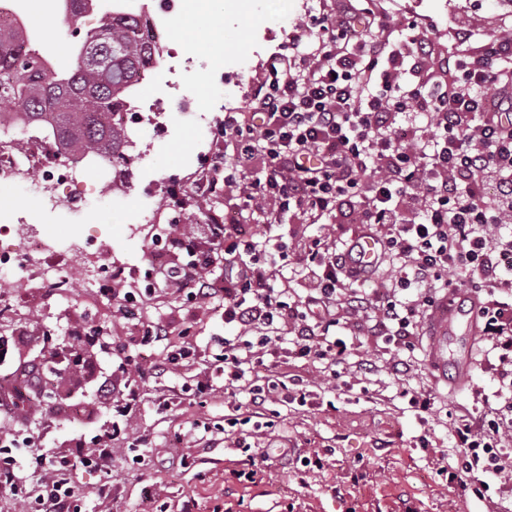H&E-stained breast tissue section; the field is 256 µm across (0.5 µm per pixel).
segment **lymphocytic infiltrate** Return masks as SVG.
<instances>
[{
    "mask_svg": "<svg viewBox=\"0 0 512 512\" xmlns=\"http://www.w3.org/2000/svg\"><path fill=\"white\" fill-rule=\"evenodd\" d=\"M322 30L323 54L304 58L305 76L294 75L286 59H274L254 98L225 112L216 136L237 141L236 161L216 158L189 194L215 196L260 163L250 201L268 204L276 215L296 211L314 222L348 206L378 245L376 265L360 267L351 238L336 250L323 236L298 242L294 257L310 274V295L301 308L269 285L287 257L283 248L241 239L237 225L225 223L223 210L209 208L203 224L190 232L169 225L171 248L190 260L167 267L164 287L223 307L225 323L262 332L259 351L246 359L238 340L212 338L196 392L212 393L216 375L228 389L244 381V361L262 364L264 347L281 327L294 329L297 355L336 366L345 362L347 345L325 334L339 312L364 315L368 335L392 334L410 350L437 298L482 295L481 341L499 377L501 405L494 419L480 424L454 420L460 459L449 478L463 494L485 498V476L505 470L503 441L512 435V302L495 296L512 288V234L499 232L500 225L512 223V95L491 92L512 75V37H495L480 53L457 55L454 82L443 86L404 80L411 42L361 38L351 22L337 19ZM219 264L228 282L224 288L212 279ZM387 264L393 274L383 283L384 294L361 295L359 283ZM407 288L420 289L416 305L398 299ZM50 353V360L0 373V407L15 413L41 406L48 383L92 369L87 355L57 344ZM111 460V448L102 444L74 455L51 449L36 456L37 479L31 483L9 455L0 459V492L35 502L38 512H79L73 472L105 468Z\"/></svg>",
    "mask_w": 512,
    "mask_h": 512,
    "instance_id": "1",
    "label": "lymphocytic infiltrate"
}]
</instances>
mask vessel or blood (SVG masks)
Segmentation results:
<instances>
[{
    "label": "vessel or blood",
    "instance_id": "vessel-or-blood-1",
    "mask_svg": "<svg viewBox=\"0 0 512 512\" xmlns=\"http://www.w3.org/2000/svg\"><path fill=\"white\" fill-rule=\"evenodd\" d=\"M478 299H471L469 308H461L453 296L440 298L427 322L428 359L440 378L448 376V338L458 328H465L468 335L478 332Z\"/></svg>",
    "mask_w": 512,
    "mask_h": 512
}]
</instances>
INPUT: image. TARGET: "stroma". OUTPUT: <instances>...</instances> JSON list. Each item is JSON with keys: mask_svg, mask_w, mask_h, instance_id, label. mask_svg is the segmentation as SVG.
I'll use <instances>...</instances> for the list:
<instances>
[{"mask_svg": "<svg viewBox=\"0 0 512 512\" xmlns=\"http://www.w3.org/2000/svg\"><path fill=\"white\" fill-rule=\"evenodd\" d=\"M343 11L356 17L369 12L372 33L392 42L406 39L402 25L414 21L427 44L424 55L414 59V80H444L455 54L478 52L494 35L512 32V5L506 0H224L223 13L202 25L195 42L174 41L179 52L194 58L191 72H171L165 58L154 81L134 86L133 96L149 99L165 97L169 83H178L192 108L144 113L129 133L133 145L127 153L134 161L128 172L108 183L99 179L95 161H87L77 206L53 211L39 204L37 170L0 187V218L48 227L63 240L94 233L100 238L97 258L119 272L111 282V298H101L85 278L86 256H72L66 292H50L40 308L0 322V336L21 331L28 338L27 345L9 352L11 368L42 357L45 335L78 344L84 319L92 318L116 345L93 348L94 377L66 378L62 392L88 400L105 381L139 392L128 433H113L116 413H76L63 400L51 413L37 409L12 420L0 418L1 441L29 436L53 448H87L97 437L113 447L108 470H81L73 478L84 512L107 507L112 512H180L186 503L192 512H512L510 471L489 475L486 500L462 497L448 482L459 458L453 420L481 421L498 404L497 375L486 369L480 346L469 344L464 332L449 337L448 356L468 355L470 378L451 386L436 382L422 335L414 336L413 351H400L388 337L359 334L356 319H341L328 336L345 340L349 356L333 368L317 358L295 357L293 335L284 333L264 363L279 375L308 380L312 395L303 406L269 404L263 428L249 420L244 390H237L230 408L223 381H215L214 394L201 401L182 390L188 371L159 377L124 363L142 350L137 331L113 308L115 297L129 291L140 294L146 319L169 324L171 342H178L188 320L201 351L215 336L254 340V332L225 324L221 310H182L183 295L176 289L145 294L144 274L156 252L154 227L201 223L196 207L179 209L172 193L190 188L215 155L233 161L234 140H213L225 110L254 97L272 58L294 61L315 52L321 22ZM32 18L56 46L57 75H66L75 65L80 37L62 15L37 11ZM300 27L306 34L298 43L294 33ZM217 34L223 44L214 43ZM250 184L243 178L209 203L221 208L237 202V218L248 230L291 246L305 234L326 233L336 240L359 231L346 221L329 233L317 225L305 228L290 213L275 222L264 220L243 205ZM412 390L432 392L434 410L415 411L408 398ZM163 399L174 403L173 412L159 411ZM105 488L112 495L107 504L100 497Z\"/></svg>", "mask_w": 512, "mask_h": 512, "instance_id": "stroma-1", "label": "stroma"}]
</instances>
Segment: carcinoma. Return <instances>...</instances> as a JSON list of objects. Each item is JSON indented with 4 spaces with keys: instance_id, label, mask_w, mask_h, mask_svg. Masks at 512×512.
Listing matches in <instances>:
<instances>
[{
    "instance_id": "1",
    "label": "carcinoma",
    "mask_w": 512,
    "mask_h": 512,
    "mask_svg": "<svg viewBox=\"0 0 512 512\" xmlns=\"http://www.w3.org/2000/svg\"><path fill=\"white\" fill-rule=\"evenodd\" d=\"M13 37L0 27V104L18 101L29 122H47L57 151L71 159L128 164L120 112L151 55L137 21L101 17L84 37V57L66 77H48L36 50L24 41L11 43Z\"/></svg>"
}]
</instances>
